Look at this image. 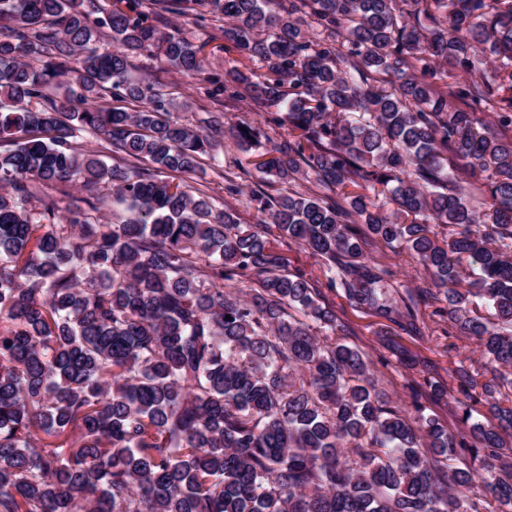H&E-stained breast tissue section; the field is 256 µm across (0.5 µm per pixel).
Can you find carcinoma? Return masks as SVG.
<instances>
[{
	"label": "carcinoma",
	"instance_id": "carcinoma-1",
	"mask_svg": "<svg viewBox=\"0 0 512 512\" xmlns=\"http://www.w3.org/2000/svg\"><path fill=\"white\" fill-rule=\"evenodd\" d=\"M122 2L0 0V512H481L478 476L508 512L512 0ZM207 13L260 72L213 75L205 94L245 95L287 128L255 160L262 178L316 187L256 184L249 233L182 179L218 150L220 117L190 125L188 102L131 75L145 55L203 73L207 43L166 22ZM232 136L248 152L265 133ZM269 224L395 324L415 326L420 300L390 297L365 247L430 271L436 313L498 379L457 367L467 436L376 388ZM476 299L496 321L470 315ZM483 403L490 419L469 422Z\"/></svg>",
	"mask_w": 512,
	"mask_h": 512
}]
</instances>
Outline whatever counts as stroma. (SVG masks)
Here are the masks:
<instances>
[{
	"instance_id": "1",
	"label": "stroma",
	"mask_w": 512,
	"mask_h": 512,
	"mask_svg": "<svg viewBox=\"0 0 512 512\" xmlns=\"http://www.w3.org/2000/svg\"><path fill=\"white\" fill-rule=\"evenodd\" d=\"M180 24L187 36L215 46V53L208 57V73H222L234 67L247 66L248 61L243 56L220 51L219 46L224 42L223 21L211 19L200 26L194 20L184 18ZM132 72L138 77L152 76L175 97L189 100L191 107L184 115L188 123H196L208 112L223 113L226 131L224 148L218 151L216 160L206 161L203 172L194 175L193 180L197 183L210 182L213 195L225 199L237 210L241 229L253 228L258 212L246 189L253 185L257 173L251 164V154L238 148L231 131L243 120L262 121V113L257 112L246 98L226 103L203 99L199 93L204 85L202 78L182 75L152 57L133 58ZM226 172L235 176L237 183L244 187V194L230 196L225 193L222 175ZM269 241L273 251L287 258L289 271L300 270L315 279L322 302L335 311L344 325L342 343L366 355L379 388L404 410L412 408V386L423 384L425 379H432L452 390L457 386L453 370L458 362H465L473 370H480L477 341L455 335L447 322L433 316L432 306L421 307L416 330L403 329L352 304L344 289L328 281L320 262L303 247L277 232L272 233ZM372 254L380 258L389 271L387 282L391 295L431 287L429 273L414 261L407 250L379 244L374 247Z\"/></svg>"
}]
</instances>
